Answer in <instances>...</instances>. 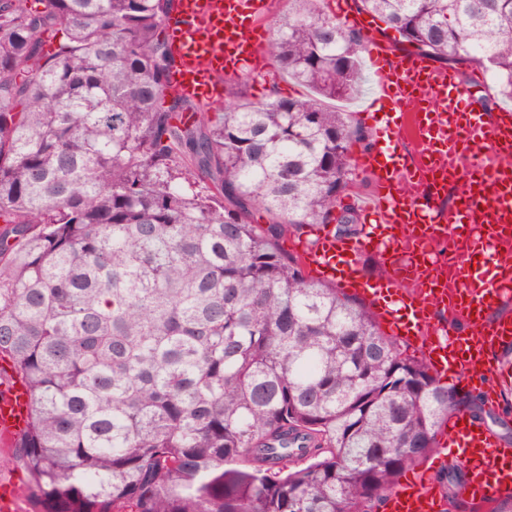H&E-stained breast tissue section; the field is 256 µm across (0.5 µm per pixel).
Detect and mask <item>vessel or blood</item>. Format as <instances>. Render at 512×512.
<instances>
[{
  "label": "vessel or blood",
  "mask_w": 512,
  "mask_h": 512,
  "mask_svg": "<svg viewBox=\"0 0 512 512\" xmlns=\"http://www.w3.org/2000/svg\"><path fill=\"white\" fill-rule=\"evenodd\" d=\"M270 9V0H177L167 29L177 59L173 89L205 98L224 70H259ZM361 29L376 77L372 94L384 106L370 116L383 147L355 159L376 185L372 202L358 211L369 229L340 239L316 228L299 242L300 256L312 277L358 295L390 335L418 343L433 374L479 386L488 404H496L488 353L512 341V320L489 317L512 298V261L502 251L512 240V112L485 121L471 109L455 73L419 56L391 57L369 23ZM404 130L423 145L413 163L398 150ZM454 183L458 200L441 210ZM366 252L386 266L383 278H366L358 262ZM434 307L464 321L468 333L435 326ZM29 418L28 385L9 362L0 363V440L15 439ZM450 459L468 467L463 491L470 497L512 489V447L463 413L449 421L437 461ZM387 509L442 512L443 501L423 476L394 491Z\"/></svg>",
  "instance_id": "obj_1"
}]
</instances>
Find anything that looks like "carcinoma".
<instances>
[{
    "label": "carcinoma",
    "mask_w": 512,
    "mask_h": 512,
    "mask_svg": "<svg viewBox=\"0 0 512 512\" xmlns=\"http://www.w3.org/2000/svg\"><path fill=\"white\" fill-rule=\"evenodd\" d=\"M176 0H0V360L31 392L5 466L60 512H380L481 394L441 382L282 247L335 224L361 33L288 0L265 54L309 97L175 93ZM512 98V0H358ZM512 413V344L500 353ZM445 503L457 465L432 477ZM471 512H512V492Z\"/></svg>",
    "instance_id": "cac0c4a2"
}]
</instances>
